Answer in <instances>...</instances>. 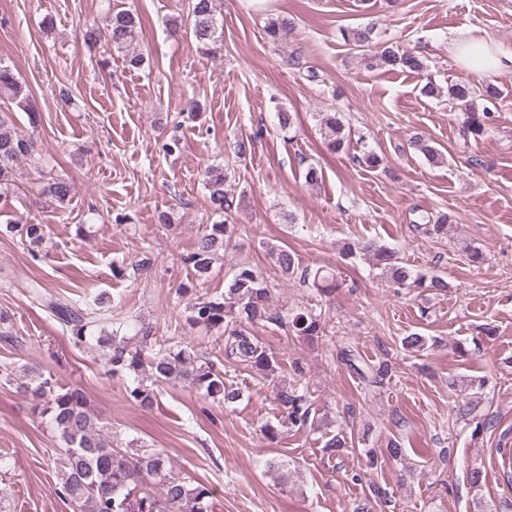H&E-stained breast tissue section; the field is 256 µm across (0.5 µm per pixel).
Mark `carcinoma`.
I'll return each mask as SVG.
<instances>
[{
    "mask_svg": "<svg viewBox=\"0 0 512 512\" xmlns=\"http://www.w3.org/2000/svg\"><path fill=\"white\" fill-rule=\"evenodd\" d=\"M186 23L196 48L203 54L221 50L223 19L216 14L213 0H188ZM101 25L108 33L112 47L128 48L138 35L141 19L130 10L107 9ZM293 27L286 17H270L265 25L266 35L279 42ZM374 27L348 30L347 41L355 47L373 44ZM376 63L390 70L401 68L420 72L423 60L414 53L387 42L376 44L373 55ZM0 94L14 100L26 112L37 107L18 76L8 67L0 66ZM475 89L467 81L448 86V99L465 107L466 132L479 137L485 129L490 109L478 111L473 106ZM324 130V140L332 153L341 151L348 134L339 113H318ZM409 146L429 162L443 161L442 153L419 137L409 140ZM35 155L31 137L20 134L0 116V197L14 187L17 163ZM226 175L219 167L205 170V189L211 214L219 220L205 225L198 234L192 250L182 257L183 265L192 272L191 286L183 293H192L185 308V323L201 328L224 340V361L241 365L263 379L275 371L277 360L256 337L245 330L256 321H266L289 328L297 336H317L324 330L321 314L315 310L274 313L268 305L270 289L266 279L250 263L238 264L220 295H201L193 289L209 277L212 263L237 233V227L224 219L233 201L225 190ZM74 194V186L66 179L49 178L39 186V195L52 205L64 208ZM47 225L41 223L0 225L1 235L20 237L32 257H39ZM362 253L379 270L381 278L398 288L440 290L448 287L439 276L428 277L398 261L392 248L368 243L359 248L347 247L346 256ZM276 265L285 277L321 291L336 288L334 277L320 269L302 267L294 252L278 246L269 249ZM32 298L50 311L65 327L76 344H93L102 352L108 371L114 377H131L133 384L126 389L132 404L149 410L158 404L157 383L184 381L217 403L234 402L239 392L224 382L222 370L206 352L193 344L174 348L157 343L154 326L112 315L96 307L75 310L56 295L36 286ZM342 360L364 384H380L389 375L386 363L361 367L355 363L351 350L342 351ZM23 388L32 397L34 409L40 411L63 444L55 465L58 475L56 491L72 506L74 512H211L214 492L211 487L173 468L164 451L145 442L132 439L124 444L107 430L90 407L85 393L78 387L63 384L37 368H24ZM295 384L283 383L276 388L275 400L285 417L295 427L308 426L311 403L307 390L301 387L303 372L295 367Z\"/></svg>",
    "mask_w": 512,
    "mask_h": 512,
    "instance_id": "obj_1",
    "label": "carcinoma"
}]
</instances>
